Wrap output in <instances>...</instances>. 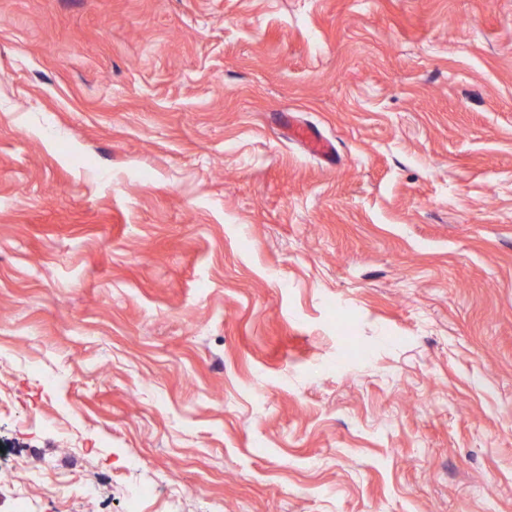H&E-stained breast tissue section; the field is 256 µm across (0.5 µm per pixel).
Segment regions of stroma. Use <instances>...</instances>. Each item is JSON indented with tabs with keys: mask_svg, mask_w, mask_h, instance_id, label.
Listing matches in <instances>:
<instances>
[{
	"mask_svg": "<svg viewBox=\"0 0 512 512\" xmlns=\"http://www.w3.org/2000/svg\"><path fill=\"white\" fill-rule=\"evenodd\" d=\"M17 461L0 512H512V0H0Z\"/></svg>",
	"mask_w": 512,
	"mask_h": 512,
	"instance_id": "obj_1",
	"label": "stroma"
}]
</instances>
